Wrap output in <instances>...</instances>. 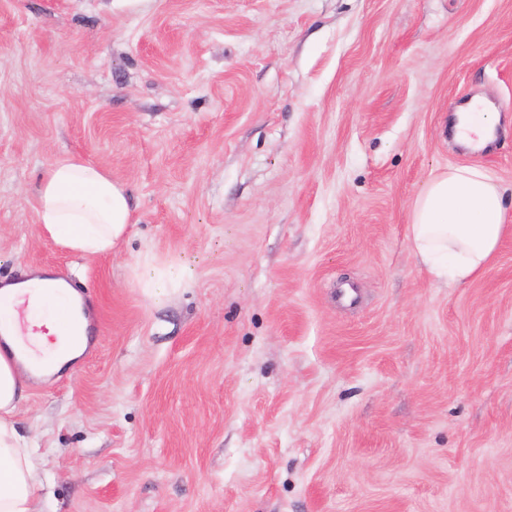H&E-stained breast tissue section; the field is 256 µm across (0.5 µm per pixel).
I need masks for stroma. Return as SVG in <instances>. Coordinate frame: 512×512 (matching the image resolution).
<instances>
[{"mask_svg": "<svg viewBox=\"0 0 512 512\" xmlns=\"http://www.w3.org/2000/svg\"><path fill=\"white\" fill-rule=\"evenodd\" d=\"M67 152L129 192L112 254L39 233ZM451 165L512 191V0H0V281L54 270L94 325L17 407L42 512H512V207L465 285L408 239ZM456 119L458 140L480 148L494 138L500 115L486 98L476 97L458 112ZM149 264L139 263L136 270L141 272L137 274L141 288L150 296H159L168 294L170 291L174 292L178 288L185 285L184 273L182 268H176L169 265L164 270H156V268H149Z\"/></svg>", "mask_w": 512, "mask_h": 512, "instance_id": "35a3bbf8", "label": "stroma"}]
</instances>
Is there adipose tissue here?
Here are the masks:
<instances>
[{"label":"adipose tissue","mask_w":512,"mask_h":512,"mask_svg":"<svg viewBox=\"0 0 512 512\" xmlns=\"http://www.w3.org/2000/svg\"><path fill=\"white\" fill-rule=\"evenodd\" d=\"M499 122L487 99L474 98L457 114V138L482 147ZM35 212L42 236L82 255L111 253L133 222L126 187L71 153L58 156L42 175ZM507 229L503 191L482 166L432 172L411 205L410 246L430 274L449 284L479 278ZM77 296L51 273L0 286V320L9 323L0 337V512H40L42 481L15 412L30 382L59 375L85 353L90 319L84 306H73Z\"/></svg>","instance_id":"ef3b65f1"}]
</instances>
